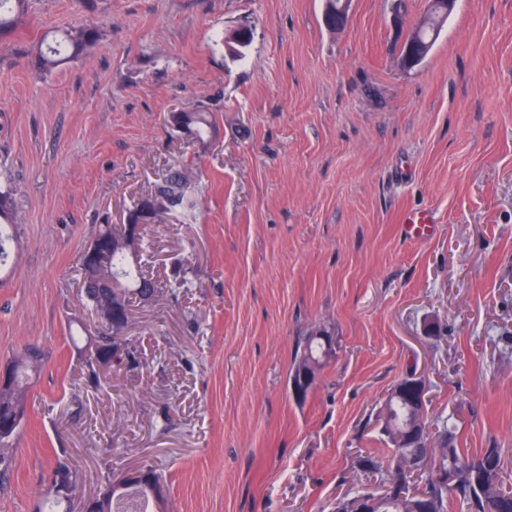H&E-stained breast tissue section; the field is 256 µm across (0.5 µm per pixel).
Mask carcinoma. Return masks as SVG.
Here are the masks:
<instances>
[{"label":"carcinoma","mask_w":512,"mask_h":512,"mask_svg":"<svg viewBox=\"0 0 512 512\" xmlns=\"http://www.w3.org/2000/svg\"><path fill=\"white\" fill-rule=\"evenodd\" d=\"M28 0H0V32L13 26L19 14L27 7ZM102 39L100 28L93 22L79 28L65 30L55 39L54 45L38 54L40 69L51 71L63 65L67 60L78 56L93 47ZM181 122L189 128L193 139L206 143L214 131L212 117L204 105L194 106L182 111ZM189 176L184 170L167 171L155 185L154 192L160 200L157 216L162 217L175 211L184 220H190L198 206L197 199L189 194L182 195L178 186L187 184ZM16 211L13 194L8 190H0V266L8 257V241L1 233L11 226L9 217ZM126 228L114 224L99 225L95 237L102 240L106 250L98 259H88L80 254L78 265L81 275L90 280L107 282L103 288H89L84 294L87 306L94 310L104 307L118 294L126 304L130 305L139 298L141 289L147 284L142 262L145 255L151 252V244L144 236H139L137 254L132 255L112 248V239L122 237ZM331 333L324 327L312 328L298 337L296 353L289 376L296 381L300 394L296 400H306L315 386L316 380L302 384L301 370L308 369L319 375L328 363L336 356V349L324 337ZM94 343L99 353L112 354L119 348L112 335V328L102 325V331L95 337ZM11 363L15 365L13 381L0 385V425L17 419L11 431L0 434V447L5 449L17 436L24 419L27 396L33 378L42 369V359L35 358L29 362L23 354L15 356ZM390 418L382 426L391 448L390 458L397 456L416 455L424 451L418 441V448H399L393 439L394 428L401 425L406 417V406L393 398L386 400ZM436 438L433 440L432 457L439 461L443 468L456 473L455 481L443 485L432 477L430 472L423 470L418 478L424 488L418 494H411L402 489L393 496L371 499L372 491L363 488L353 494V499L364 502L371 501L369 512H416L423 507L431 512H451L453 502L457 501L466 507V512H512V489L506 487L507 478L504 471L503 449L486 448L476 456H468L457 446V433L454 424L444 419L436 424ZM66 471L70 480L78 481L76 470L68 464L58 461L52 467L50 482L44 506L37 512H62L60 506L69 503L70 499L57 496L53 492L56 478L60 471ZM149 494L133 489L125 497L116 499L109 487L101 488V495L96 501L95 512H149Z\"/></svg>","instance_id":"carcinoma-1"}]
</instances>
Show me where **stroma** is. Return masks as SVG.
Here are the masks:
<instances>
[{
    "instance_id": "obj_1",
    "label": "stroma",
    "mask_w": 512,
    "mask_h": 512,
    "mask_svg": "<svg viewBox=\"0 0 512 512\" xmlns=\"http://www.w3.org/2000/svg\"><path fill=\"white\" fill-rule=\"evenodd\" d=\"M427 0H30L0 35V190L18 203L0 278V364L45 360L0 512H36L52 464L79 512L112 473L150 465L165 512H334L386 459L379 414L406 374L467 454L498 446L512 481V0H457L430 53L397 52ZM88 54L47 73L35 52L89 22ZM251 32L246 47L226 43ZM204 104L217 138L168 115ZM199 206L144 228L166 287L136 306L134 366L89 372L99 324L77 259L162 173ZM434 213L419 241L402 215ZM188 287L169 293V283ZM337 353L305 402L288 391L298 336Z\"/></svg>"
}]
</instances>
